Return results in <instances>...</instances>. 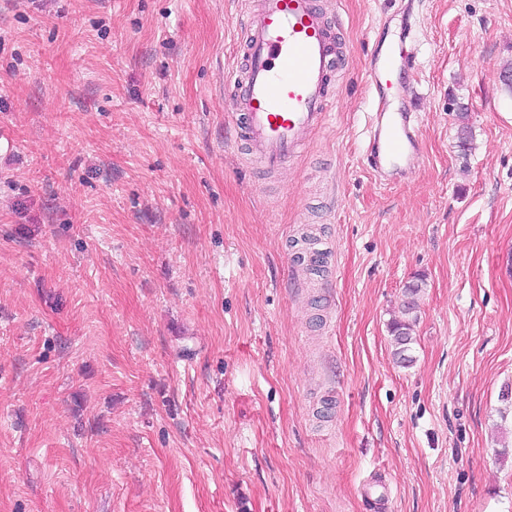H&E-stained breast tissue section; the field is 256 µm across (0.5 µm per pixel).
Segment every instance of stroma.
<instances>
[{"label":"stroma","instance_id":"1","mask_svg":"<svg viewBox=\"0 0 512 512\" xmlns=\"http://www.w3.org/2000/svg\"><path fill=\"white\" fill-rule=\"evenodd\" d=\"M243 2L0 0V512H512V0H321L336 98L273 175L224 120ZM409 66H412L411 57L398 45L384 56L377 55L366 74L369 90L378 99L377 111L371 118L366 154L371 169L379 177L410 171L419 156L418 116L406 108L386 112L384 107L392 82L390 79L383 82V79L394 73L400 75ZM415 322L416 318L412 317L402 321L395 320L390 324V332L394 344V355L400 363L406 366L413 362L408 351L410 350V344L412 342L411 332Z\"/></svg>","mask_w":512,"mask_h":512}]
</instances>
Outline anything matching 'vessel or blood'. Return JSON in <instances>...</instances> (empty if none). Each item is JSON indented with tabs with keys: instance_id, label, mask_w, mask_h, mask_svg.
I'll use <instances>...</instances> for the list:
<instances>
[{
	"instance_id": "1",
	"label": "vessel or blood",
	"mask_w": 512,
	"mask_h": 512,
	"mask_svg": "<svg viewBox=\"0 0 512 512\" xmlns=\"http://www.w3.org/2000/svg\"><path fill=\"white\" fill-rule=\"evenodd\" d=\"M241 54L228 90L225 118L241 152L266 168L280 167L322 127L334 97L336 26L317 0H248L237 20ZM400 46L377 56L366 83L379 101L366 147L374 173H405L419 156V118L386 111L389 75L409 68Z\"/></svg>"
}]
</instances>
